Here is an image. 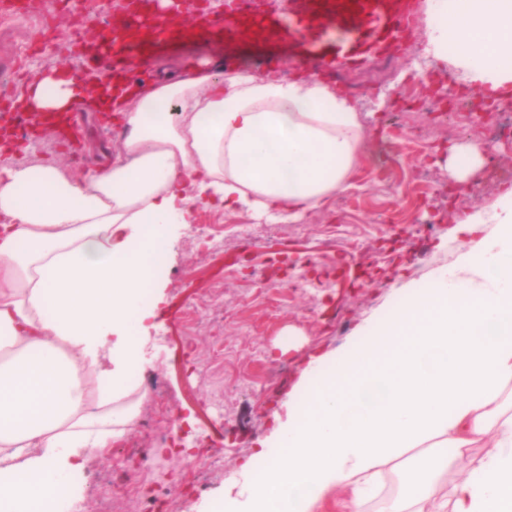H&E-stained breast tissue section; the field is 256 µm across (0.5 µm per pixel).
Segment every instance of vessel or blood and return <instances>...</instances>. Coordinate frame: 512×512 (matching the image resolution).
Masks as SVG:
<instances>
[{"mask_svg": "<svg viewBox=\"0 0 512 512\" xmlns=\"http://www.w3.org/2000/svg\"><path fill=\"white\" fill-rule=\"evenodd\" d=\"M157 2L140 0L132 20H110L102 45L93 51L77 26L88 0H66L54 28L68 34L71 55L135 84L145 77V60L193 39L223 44L228 68L241 66L244 52L253 51L264 74L277 77L285 52L303 63L304 74L331 78L402 50L417 24L415 0H288L284 12L263 10L264 0H224L223 17L203 10L189 28L166 20ZM0 120L10 123L21 143L39 127L24 112H5Z\"/></svg>", "mask_w": 512, "mask_h": 512, "instance_id": "b4317fda", "label": "vessel or blood"}]
</instances>
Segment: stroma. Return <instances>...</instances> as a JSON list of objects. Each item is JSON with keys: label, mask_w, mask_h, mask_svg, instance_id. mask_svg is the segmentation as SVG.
I'll return each mask as SVG.
<instances>
[{"label": "stroma", "mask_w": 512, "mask_h": 512, "mask_svg": "<svg viewBox=\"0 0 512 512\" xmlns=\"http://www.w3.org/2000/svg\"><path fill=\"white\" fill-rule=\"evenodd\" d=\"M34 19L0 25V91L26 71L79 70L75 57L55 45L39 48ZM425 14L407 48L369 66L343 71L340 94L360 111L363 144L350 189L330 196L297 224H265L247 210L201 207L183 225L163 266L164 298L149 322L146 368L136 376L142 399L134 427L111 447L83 459L77 485L79 512H141L137 499L113 488L143 479L157 482L161 497L178 512H206L223 497L224 478L241 473L278 423L286 421L294 386L312 358L341 352L351 336L383 319L403 298L402 286H428L454 271L473 234L463 219L501 204L512 191V139L484 141L497 160L500 183L480 180L467 210L449 203L451 177L440 153L478 140L475 130L448 106L431 120L419 107L420 75H407L428 39ZM223 49L189 41L150 63L151 71L176 70L223 57ZM399 113L391 128L390 113ZM76 150L52 135L9 155L12 163L53 159L73 178L106 153H119L117 129L100 125L86 109ZM368 264L375 275L338 292L339 271ZM306 273L311 286L287 284ZM176 444L150 473L159 435Z\"/></svg>", "instance_id": "1"}]
</instances>
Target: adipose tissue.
Here are the masks:
<instances>
[{
  "label": "adipose tissue",
  "mask_w": 512,
  "mask_h": 512,
  "mask_svg": "<svg viewBox=\"0 0 512 512\" xmlns=\"http://www.w3.org/2000/svg\"><path fill=\"white\" fill-rule=\"evenodd\" d=\"M425 55L452 58L474 88L512 84V0H427ZM120 112L123 150L81 179L55 163L0 164V504L49 512L76 496L88 453L134 425L130 375L145 363L147 294L179 224L198 209L297 222L349 188L363 124L325 81L225 74L203 62L139 90L98 81ZM81 82L33 73L26 111L74 108ZM463 277L409 289L341 354L318 358L267 438L258 470L224 482L211 512H320L334 491L368 512L382 468L421 449L382 512H512V193ZM482 455H473L476 447ZM469 469L448 486L459 460Z\"/></svg>",
  "instance_id": "ef3b65f1"
}]
</instances>
